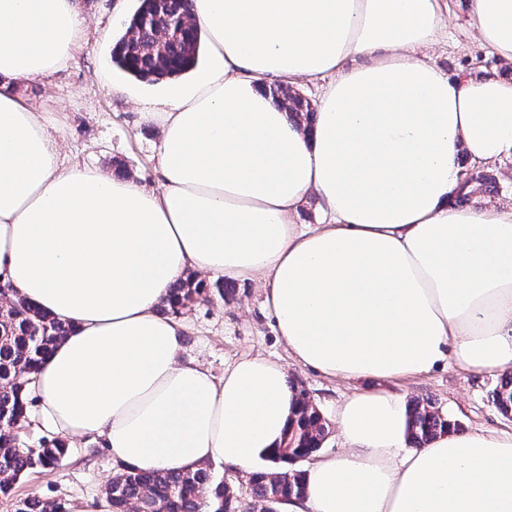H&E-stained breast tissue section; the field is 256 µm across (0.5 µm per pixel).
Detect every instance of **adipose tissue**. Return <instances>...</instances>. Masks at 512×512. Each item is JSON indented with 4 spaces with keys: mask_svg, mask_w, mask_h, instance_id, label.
<instances>
[{
    "mask_svg": "<svg viewBox=\"0 0 512 512\" xmlns=\"http://www.w3.org/2000/svg\"><path fill=\"white\" fill-rule=\"evenodd\" d=\"M482 44L512 61V0H470ZM208 65L142 122L159 190L63 164L17 86L44 82L84 27L74 0H0V282L70 324L35 374L39 419L99 437L115 472L248 473L295 412L282 363L223 378L179 359L158 314L190 270L261 280L298 363L391 380L452 362L512 369V203L458 207L461 159L512 156V80L448 77L427 51L444 0H195ZM324 81L312 127L260 87ZM324 219L297 221L308 198ZM343 450L315 460L288 512H512V434L451 432L408 449L403 400L337 410Z\"/></svg>",
    "mask_w": 512,
    "mask_h": 512,
    "instance_id": "ef3b65f1",
    "label": "adipose tissue"
}]
</instances>
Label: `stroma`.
Returning <instances> with one entry per match:
<instances>
[{"instance_id": "stroma-1", "label": "stroma", "mask_w": 512, "mask_h": 512, "mask_svg": "<svg viewBox=\"0 0 512 512\" xmlns=\"http://www.w3.org/2000/svg\"><path fill=\"white\" fill-rule=\"evenodd\" d=\"M446 3L448 35L432 49L436 67L450 77L463 72L512 76V62L501 60L476 40L469 0ZM76 5L87 25L68 62L49 80L21 86L20 92L38 104L66 160L104 171L120 168L138 186L158 189L160 141L156 127L139 119L141 102L191 83L197 72L192 69L178 79L160 82L129 75L112 61V48L124 32L115 9L120 6L125 14H134L140 0H76ZM116 84L127 87V94H113ZM182 318L186 329L181 359L201 363L215 376H223L225 366L246 355L259 354L287 366L291 382L306 391L331 423L322 454L339 453L342 447L332 424L337 406L365 391H387L408 402L432 399L467 432L512 433V418L504 417L491 399L501 378L497 371L478 374L443 364L397 380H348L293 362L254 282H236L233 296L222 302L197 300L184 309ZM112 471V458L98 441L75 440L57 468L30 473L16 485L15 495L37 494L61 503L66 512H76L87 502L100 501Z\"/></svg>"}]
</instances>
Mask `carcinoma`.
I'll use <instances>...</instances> for the list:
<instances>
[{"instance_id":"carcinoma-1","label":"carcinoma","mask_w":512,"mask_h":512,"mask_svg":"<svg viewBox=\"0 0 512 512\" xmlns=\"http://www.w3.org/2000/svg\"><path fill=\"white\" fill-rule=\"evenodd\" d=\"M183 0H141L133 18H143L138 28L152 32L155 13L168 16L173 27L163 46L137 37L128 23L112 59L121 69L140 79L162 80L176 77L197 62L201 37L195 26L182 24ZM294 121L312 122L314 111L287 88H276ZM462 181L457 198H470L476 191H499L496 178L467 163H462ZM228 285H210L193 273L180 279L163 305L177 315L199 298L226 299ZM6 303L0 313V498L8 500L16 484L37 469H53L68 452L66 439L46 438L37 448L25 445L21 430L32 404L29 385L49 349L66 336L71 327L35 308L15 288L4 289ZM299 408L291 419L281 445L267 457L272 463L247 474V484L258 512H276L305 492V471L295 464L313 457L328 434V424L307 394L300 390ZM492 400L506 416H512V375L501 378ZM459 430V423L430 399L409 405L408 442L420 448L434 438ZM103 493L111 512H240L242 503L232 487L217 479L211 469L196 472L126 470L105 486ZM14 512H64L61 504L38 495L12 502Z\"/></svg>"}]
</instances>
